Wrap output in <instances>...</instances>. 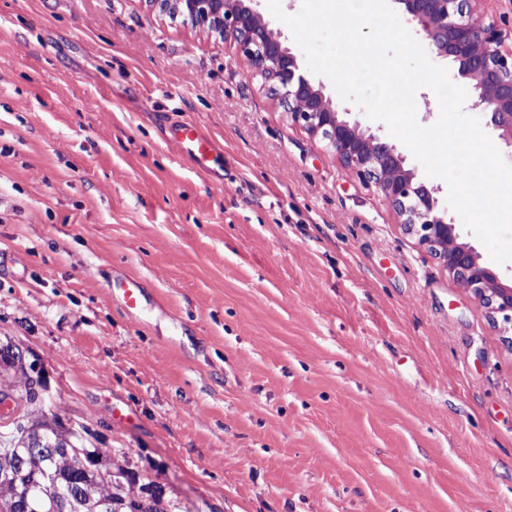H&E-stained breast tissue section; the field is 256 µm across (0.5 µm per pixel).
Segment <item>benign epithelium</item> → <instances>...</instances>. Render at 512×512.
<instances>
[{"label": "benign epithelium", "mask_w": 512, "mask_h": 512, "mask_svg": "<svg viewBox=\"0 0 512 512\" xmlns=\"http://www.w3.org/2000/svg\"><path fill=\"white\" fill-rule=\"evenodd\" d=\"M153 12L184 17L196 27L236 45L254 75L269 84L271 96L288 109V119L312 141L325 144L344 171L374 186L392 208L397 223L417 237L440 266L483 308L512 346V281L490 267L470 244L460 241L459 225L442 208L441 187L421 181L406 156L384 137L348 118L324 86L301 72L296 54L259 10L260 0H145ZM398 14L417 26L421 45L435 59L453 64L454 79L467 91L469 108L503 144L512 148V30L484 8L486 0H391ZM40 446L29 456L70 457L80 448L67 439L49 441L35 428ZM61 471L34 474L25 460L0 466V486L14 499L29 500L32 487L47 499L32 512H74V497L59 490Z\"/></svg>", "instance_id": "obj_1"}]
</instances>
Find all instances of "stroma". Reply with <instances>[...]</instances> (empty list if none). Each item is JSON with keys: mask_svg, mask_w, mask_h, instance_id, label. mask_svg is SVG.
<instances>
[{"mask_svg": "<svg viewBox=\"0 0 512 512\" xmlns=\"http://www.w3.org/2000/svg\"><path fill=\"white\" fill-rule=\"evenodd\" d=\"M190 119L211 175L167 141ZM1 343L162 512H512V348L234 46L145 0H0Z\"/></svg>", "mask_w": 512, "mask_h": 512, "instance_id": "35a3bbf8", "label": "stroma"}]
</instances>
